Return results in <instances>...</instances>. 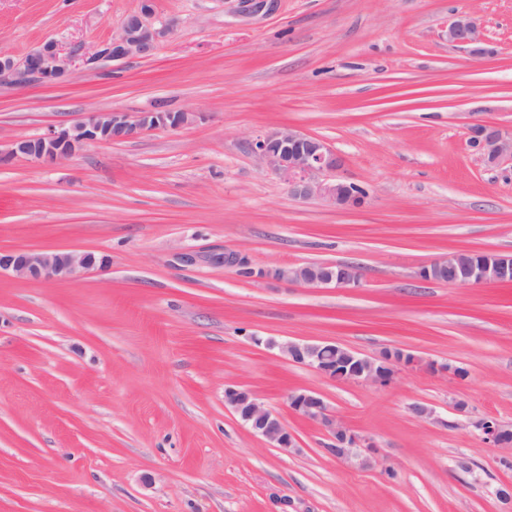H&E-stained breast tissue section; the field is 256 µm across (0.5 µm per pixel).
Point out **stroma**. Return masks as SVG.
I'll list each match as a JSON object with an SVG mask.
<instances>
[{
  "label": "stroma",
  "instance_id": "35a3bbf8",
  "mask_svg": "<svg viewBox=\"0 0 512 512\" xmlns=\"http://www.w3.org/2000/svg\"><path fill=\"white\" fill-rule=\"evenodd\" d=\"M153 5L175 27L151 56L0 83V151L90 112L196 115L54 166L0 164V249L106 261L66 282L0 276V512H504L508 451L482 445L474 423L512 425V286L418 272L452 251L512 252V162L487 167L470 144L473 127L512 129V0ZM137 6L0 0V52L94 50ZM462 12L494 54L475 61L448 42ZM279 126L328 141L364 205L294 198L248 146ZM230 251L257 270L354 263L365 282L249 277L224 266ZM286 340L416 361L384 385L346 384L290 362ZM229 386L278 414L292 454L225 407ZM299 389L382 463L329 455L288 407Z\"/></svg>",
  "mask_w": 512,
  "mask_h": 512
}]
</instances>
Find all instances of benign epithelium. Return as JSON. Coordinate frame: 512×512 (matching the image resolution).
<instances>
[{
	"label": "benign epithelium",
	"mask_w": 512,
	"mask_h": 512,
	"mask_svg": "<svg viewBox=\"0 0 512 512\" xmlns=\"http://www.w3.org/2000/svg\"><path fill=\"white\" fill-rule=\"evenodd\" d=\"M171 30V24L154 20L152 0H139L137 9L126 17L120 33L91 52L78 56L74 51L60 48L54 41L43 43L39 49L21 58L1 52L0 82H57L70 72L77 58L84 68L92 69L103 58L116 61L149 56L167 40ZM446 36L449 43L473 59L494 53L478 19L472 14L453 16L448 21ZM196 116L195 112H92L69 127L14 141L6 154H0V161L7 157H22L35 163L55 164L90 143L124 141L148 130L178 129ZM470 143L488 167L512 160V134L495 126L474 127ZM250 150L288 185V190L298 199L320 198L345 208H357L365 202V194L358 185L337 176L344 166L342 155L319 137L291 126H281L253 140ZM222 261L226 267L254 274L248 260L235 252L224 253ZM97 265L104 266V260L87 251L0 249V274L9 272L22 280L65 281ZM259 276L287 284L299 283L308 288L356 289L364 281L362 270L350 263L285 265L262 270ZM420 277L448 285H511L512 254L490 252L478 261L463 258L461 252H449L423 267ZM277 347L289 360L307 366L329 380L351 384H386L400 368L415 361L413 355L400 348L369 357L334 342L288 340ZM224 405L281 452L290 454L296 448L295 436L252 391L229 387L224 390ZM288 406L297 416L327 433L334 442L328 452L336 459L360 468H371L378 463L372 445L337 419L317 393L294 390L288 394ZM474 425L480 431L483 445L512 447V429L497 419L481 418Z\"/></svg>",
	"instance_id": "7a95c632"
}]
</instances>
